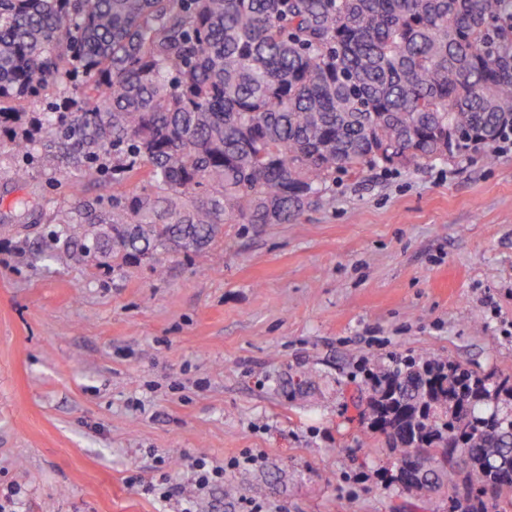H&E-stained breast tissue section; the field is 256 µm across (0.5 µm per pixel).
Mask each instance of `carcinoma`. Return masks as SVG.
Here are the masks:
<instances>
[{"instance_id": "obj_1", "label": "carcinoma", "mask_w": 512, "mask_h": 512, "mask_svg": "<svg viewBox=\"0 0 512 512\" xmlns=\"http://www.w3.org/2000/svg\"><path fill=\"white\" fill-rule=\"evenodd\" d=\"M26 101L43 159L112 190L18 223L57 224L33 254L121 270L224 242L226 224H288L336 174L475 152L512 127V0H0V153ZM23 168H0L20 185ZM369 428L401 465L512 493V381L423 353L370 375Z\"/></svg>"}]
</instances>
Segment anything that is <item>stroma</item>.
<instances>
[{
	"instance_id": "stroma-1",
	"label": "stroma",
	"mask_w": 512,
	"mask_h": 512,
	"mask_svg": "<svg viewBox=\"0 0 512 512\" xmlns=\"http://www.w3.org/2000/svg\"><path fill=\"white\" fill-rule=\"evenodd\" d=\"M0 166L30 173L0 183L13 512H173L159 493L198 457L235 492L216 486L197 512H449L367 439L369 376L426 352L512 377V155L339 175L326 206L225 225L223 261L165 253L161 277L32 262L15 200L49 211L97 190L37 151Z\"/></svg>"
}]
</instances>
